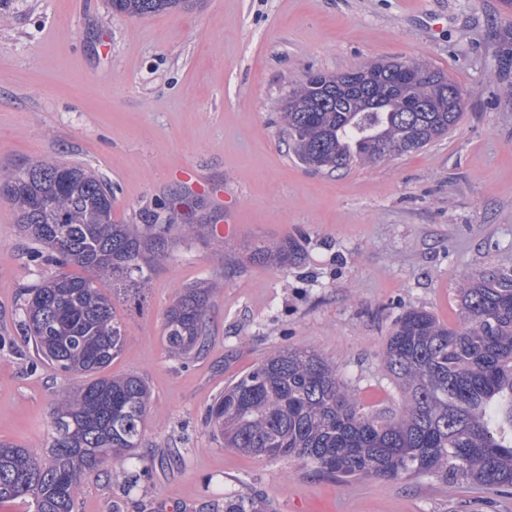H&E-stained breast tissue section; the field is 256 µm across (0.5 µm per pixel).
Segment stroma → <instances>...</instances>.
Segmentation results:
<instances>
[{
	"mask_svg": "<svg viewBox=\"0 0 512 512\" xmlns=\"http://www.w3.org/2000/svg\"><path fill=\"white\" fill-rule=\"evenodd\" d=\"M511 24L503 0H195L147 17L109 0H0V167L85 165L111 186L114 223L168 227L140 298L114 294L125 343L109 368L150 389L136 454L152 474L133 488L119 471L83 478L77 512H223L238 491L278 512H512V495L469 482H343L247 456L206 424L225 386L283 347L317 351L364 406L398 410L381 361L396 320L415 307L457 326L464 279L512 274V97L494 78ZM367 58L446 73L465 95L461 122L411 155L308 168L281 99L307 73ZM288 239L295 263L254 261ZM31 247L0 197V441L43 448L68 380L15 328L20 294L52 273ZM203 281L217 286L204 348L173 358L164 314Z\"/></svg>",
	"mask_w": 512,
	"mask_h": 512,
	"instance_id": "35a3bbf8",
	"label": "stroma"
}]
</instances>
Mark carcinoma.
Instances as JSON below:
<instances>
[{"mask_svg":"<svg viewBox=\"0 0 512 512\" xmlns=\"http://www.w3.org/2000/svg\"><path fill=\"white\" fill-rule=\"evenodd\" d=\"M190 0H111L114 12L146 16L187 8ZM406 61L371 60L345 73L316 72L280 103L297 158L327 171L373 164L381 155L417 152L448 134L463 116L464 93L447 74L420 64L425 76L409 95L426 111H404L392 69ZM51 174L30 180L26 168L0 169V195L39 247L31 261L58 268L31 288L19 329L37 356L69 380L55 398L50 448L0 442V502L28 500L33 512H74L81 480L107 465L137 483L150 467L132 460L150 405L134 374L102 376L125 336L102 278L143 288L147 260L163 245V224H115L112 191L81 164L37 161ZM293 240L256 252L286 267ZM83 268L87 277L64 271ZM213 288L183 289L166 310L162 340L187 360L206 336L204 312ZM463 323L450 327L410 308L394 324L382 353L385 372L402 391L399 411L365 407L336 367L313 350L278 348L234 379L211 405L208 424L224 447L268 459L295 458L342 479L430 475L495 493L512 491V275L484 271L459 288ZM224 512H275L252 493L224 496Z\"/></svg>","mask_w":512,"mask_h":512,"instance_id":"cac0c4a2","label":"carcinoma"}]
</instances>
